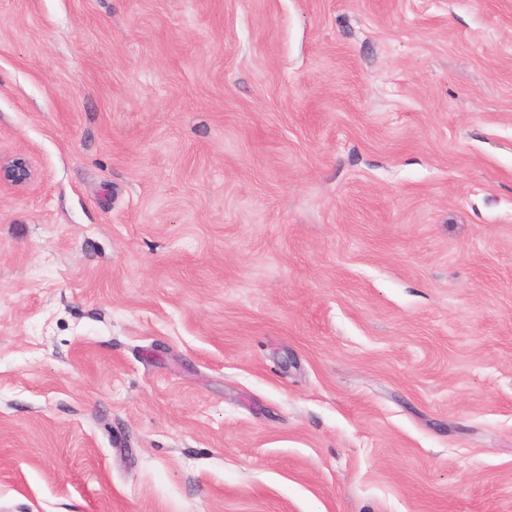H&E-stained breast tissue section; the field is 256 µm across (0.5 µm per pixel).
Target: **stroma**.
<instances>
[{
  "label": "stroma",
  "instance_id": "35a3bbf8",
  "mask_svg": "<svg viewBox=\"0 0 512 512\" xmlns=\"http://www.w3.org/2000/svg\"><path fill=\"white\" fill-rule=\"evenodd\" d=\"M0 512H512V0H0ZM32 179V172L27 158L18 155L7 163L0 161V186H25Z\"/></svg>",
  "mask_w": 512,
  "mask_h": 512
}]
</instances>
